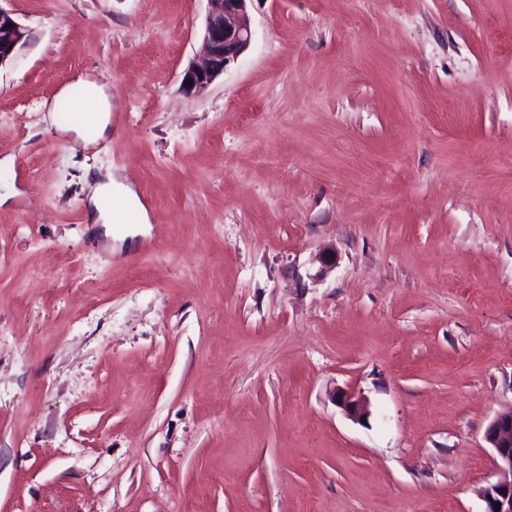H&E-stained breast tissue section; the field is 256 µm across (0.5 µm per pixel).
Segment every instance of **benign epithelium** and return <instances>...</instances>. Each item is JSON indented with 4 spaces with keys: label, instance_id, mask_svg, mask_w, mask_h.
<instances>
[{
    "label": "benign epithelium",
    "instance_id": "1",
    "mask_svg": "<svg viewBox=\"0 0 512 512\" xmlns=\"http://www.w3.org/2000/svg\"><path fill=\"white\" fill-rule=\"evenodd\" d=\"M199 58L183 74L186 90L199 92L224 74L249 47L252 33L249 3L252 0H207ZM27 40L25 27L14 13L0 6V68L11 63ZM333 400L355 420L368 417V402L348 391H337ZM486 440L494 452L495 481L483 491L485 512H512V412L497 416Z\"/></svg>",
    "mask_w": 512,
    "mask_h": 512
}]
</instances>
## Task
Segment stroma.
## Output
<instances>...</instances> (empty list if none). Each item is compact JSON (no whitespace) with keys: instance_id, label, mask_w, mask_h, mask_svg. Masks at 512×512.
Segmentation results:
<instances>
[{"instance_id":"1","label":"stroma","mask_w":512,"mask_h":512,"mask_svg":"<svg viewBox=\"0 0 512 512\" xmlns=\"http://www.w3.org/2000/svg\"><path fill=\"white\" fill-rule=\"evenodd\" d=\"M6 7L29 40L0 69V512H484L512 0H252L193 94L207 0ZM80 76L112 99L95 146L43 120ZM110 180L146 229L88 223ZM333 400L355 420L366 418L370 414L368 402L356 393L337 391L333 394Z\"/></svg>"}]
</instances>
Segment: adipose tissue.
Wrapping results in <instances>:
<instances>
[{"label": "adipose tissue", "instance_id": "adipose-tissue-1", "mask_svg": "<svg viewBox=\"0 0 512 512\" xmlns=\"http://www.w3.org/2000/svg\"><path fill=\"white\" fill-rule=\"evenodd\" d=\"M72 97L79 98L87 108L91 116L89 123L75 125L66 122L58 112L51 114V121L60 131L75 132L84 138L86 143L97 142L107 132L112 110V102L104 85L87 78L78 79L76 82L66 85L59 94L60 100L63 101Z\"/></svg>", "mask_w": 512, "mask_h": 512}]
</instances>
